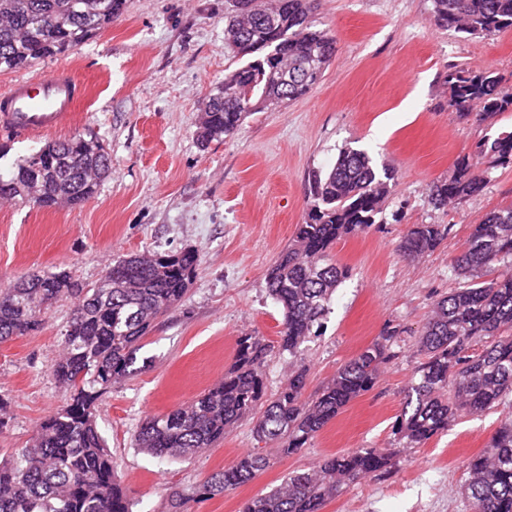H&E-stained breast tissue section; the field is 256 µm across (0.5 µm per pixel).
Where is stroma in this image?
<instances>
[{"instance_id": "obj_1", "label": "stroma", "mask_w": 512, "mask_h": 512, "mask_svg": "<svg viewBox=\"0 0 512 512\" xmlns=\"http://www.w3.org/2000/svg\"><path fill=\"white\" fill-rule=\"evenodd\" d=\"M228 7L227 0H126L116 21L75 50L0 72L2 91L23 76L73 69L87 97L71 130L97 134L112 158L111 176L84 204L0 201V287L60 266L91 285L130 254L193 248L201 257L187 295L144 341L150 366L114 385L95 412L140 512H168L170 492L202 484L247 451L268 455L269 467L233 493L190 500L187 512H240L289 472L327 456L396 448L402 391L423 360L415 340L433 301L457 283L451 259L486 212L512 203L510 165L494 169L481 194L444 210L428 202L430 185L451 176L460 155L512 128V112L490 123L456 120L446 83L450 71L490 68L512 89V29L471 38L439 27L431 0H317L312 26L336 35L322 82L287 107L252 113L233 137L202 145L199 114L240 64L224 41ZM346 145L394 167L396 180L380 223L334 245L351 276L337 289L322 334L299 358L309 369V398L385 324L401 325L396 355L377 384L287 458L256 441L248 419L189 459L140 452L137 425L221 380L238 336L276 343L282 312L268 294L267 271L306 217L310 175ZM415 224L447 225L448 236L410 264L396 246ZM68 318V302H58L42 329L0 344V395L10 417L0 430V460L26 446L66 398L51 366ZM511 417L512 402L461 415L447 432L400 452L390 472L348 487L324 512H469L467 463Z\"/></svg>"}]
</instances>
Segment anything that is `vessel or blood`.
<instances>
[{
  "label": "vessel or blood",
  "mask_w": 512,
  "mask_h": 512,
  "mask_svg": "<svg viewBox=\"0 0 512 512\" xmlns=\"http://www.w3.org/2000/svg\"><path fill=\"white\" fill-rule=\"evenodd\" d=\"M86 94L85 84L67 68L16 81L0 94V131L29 137L71 126Z\"/></svg>",
  "instance_id": "obj_1"
}]
</instances>
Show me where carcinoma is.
<instances>
[{"mask_svg": "<svg viewBox=\"0 0 512 512\" xmlns=\"http://www.w3.org/2000/svg\"><path fill=\"white\" fill-rule=\"evenodd\" d=\"M126 0H0V71L65 54L119 17ZM250 7L227 25H237L244 63L224 76V89L207 101L197 140L238 132L253 105L267 97L281 103L308 94L324 73L307 74L312 57L330 64L336 37L313 30L308 17L316 0H247ZM434 21L471 37L512 28V0H432ZM57 21L53 28L45 26ZM448 107L460 120L491 121L512 112V92L494 70H454L447 78ZM512 165V132L483 140L458 158L453 175L434 183L429 204L436 209L481 193L491 170ZM111 171V159L92 133H76L30 150L9 176L0 174V199L51 207L86 202ZM396 171L368 152L345 147L326 170L312 175L305 221L296 225L288 248L268 270L269 295L281 306L278 348L293 357L318 335L333 295L349 277L331 251L336 241L377 223L395 183ZM445 224H414L397 246L408 262L437 248ZM197 251L129 255L112 265L109 283L84 285L61 268L30 275L0 289V343L38 331L45 311L72 299L62 353L52 366L66 401L42 421L32 442L0 460V512H136L122 487L112 453L94 419L95 406L115 384L142 370V340L155 322L182 301L192 285ZM458 286L436 300L416 346L425 355L404 388L395 435L402 448H418L448 429L461 412L480 413L512 397V206L493 209L472 225L451 264ZM497 277L480 280L487 269ZM403 329L386 325L375 341L350 359L312 399H302L308 369L292 366L286 385L266 394L263 365L271 345L260 336L237 340L224 379L187 405L144 419L135 447L158 458L192 457L224 440V432L251 418L256 440L275 445L282 457L305 447L352 400L373 389L381 368L395 356ZM485 340L478 354L472 342ZM395 452L374 448L325 458L292 472L279 487L257 495L242 512H324L347 486L389 471ZM270 463L259 453L240 455L190 495L174 492L168 512H185L190 499L229 494L252 481ZM464 494L472 512H512V420L490 437L483 453L468 462Z\"/></svg>", "mask_w": 512, "mask_h": 512, "instance_id": "1", "label": "carcinoma"}]
</instances>
